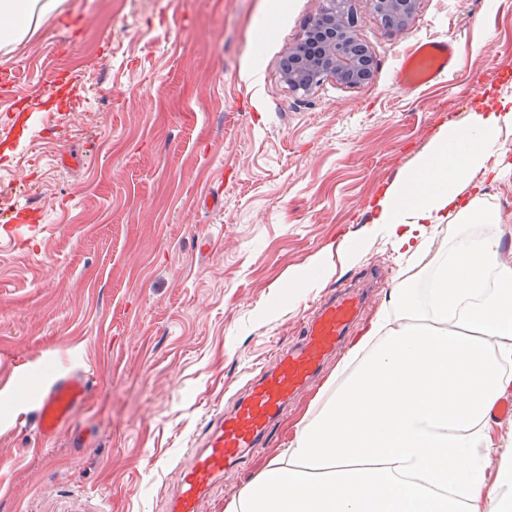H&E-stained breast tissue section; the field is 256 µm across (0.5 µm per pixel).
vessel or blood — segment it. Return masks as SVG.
I'll return each instance as SVG.
<instances>
[{
	"instance_id": "obj_1",
	"label": "vessel or blood",
	"mask_w": 512,
	"mask_h": 512,
	"mask_svg": "<svg viewBox=\"0 0 512 512\" xmlns=\"http://www.w3.org/2000/svg\"><path fill=\"white\" fill-rule=\"evenodd\" d=\"M455 58L452 42H416L403 57L395 81L405 88L432 85L453 69ZM363 308V295L350 287L317 307L301 341L276 354L234 409L212 420L201 440L187 449L168 512H201L205 498L223 483L226 470L264 445L289 399L320 374ZM93 389L94 374L88 369L53 372L35 402L36 438L50 440L66 428L89 404Z\"/></svg>"
}]
</instances>
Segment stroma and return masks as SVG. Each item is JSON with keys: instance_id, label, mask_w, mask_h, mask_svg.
<instances>
[{"instance_id": "35a3bbf8", "label": "stroma", "mask_w": 512, "mask_h": 512, "mask_svg": "<svg viewBox=\"0 0 512 512\" xmlns=\"http://www.w3.org/2000/svg\"><path fill=\"white\" fill-rule=\"evenodd\" d=\"M322 0H63L0 46L28 129L0 155V215L40 228L0 245V512H165L178 464L315 304L380 269L363 327L428 274L366 237L379 191L488 88L512 95V0H418L392 34L354 0L372 81L292 94L280 75ZM458 48L439 84L402 91L420 40ZM362 242L359 262L346 256ZM321 261L329 278L288 283ZM94 369L70 432L28 417L54 366ZM315 382L204 504L227 512L321 406Z\"/></svg>"}]
</instances>
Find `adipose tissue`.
Here are the masks:
<instances>
[{"instance_id":"ef3b65f1","label":"adipose tissue","mask_w":512,"mask_h":512,"mask_svg":"<svg viewBox=\"0 0 512 512\" xmlns=\"http://www.w3.org/2000/svg\"><path fill=\"white\" fill-rule=\"evenodd\" d=\"M60 6L0 0V45ZM511 135L512 95L487 91L376 197L368 236L424 260L428 286L399 282L319 411L229 512H512V448L487 435L512 392V264L499 258L512 226L484 205L486 181L512 177ZM475 224L495 231L475 236ZM493 456L490 485L482 465Z\"/></svg>"}]
</instances>
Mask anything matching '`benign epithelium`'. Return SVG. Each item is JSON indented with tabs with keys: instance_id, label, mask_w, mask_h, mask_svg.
I'll list each match as a JSON object with an SVG mask.
<instances>
[{
	"instance_id": "obj_1",
	"label": "benign epithelium",
	"mask_w": 512,
	"mask_h": 512,
	"mask_svg": "<svg viewBox=\"0 0 512 512\" xmlns=\"http://www.w3.org/2000/svg\"><path fill=\"white\" fill-rule=\"evenodd\" d=\"M327 17L314 24L322 34V46L311 55L299 43L288 49V66L281 70L288 89L305 95L328 78L359 88L368 84L375 67L372 52L359 43L351 30V0H326ZM384 23L399 33L415 15L417 0H371Z\"/></svg>"
}]
</instances>
